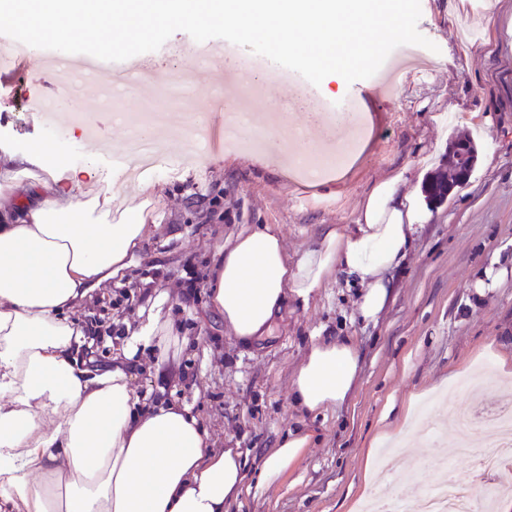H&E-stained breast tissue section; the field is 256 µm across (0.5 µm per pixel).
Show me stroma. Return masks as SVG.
Wrapping results in <instances>:
<instances>
[{"label":"stroma","mask_w":512,"mask_h":512,"mask_svg":"<svg viewBox=\"0 0 512 512\" xmlns=\"http://www.w3.org/2000/svg\"><path fill=\"white\" fill-rule=\"evenodd\" d=\"M421 10L418 30L438 46L427 68L404 70L384 91L332 75L318 86L278 84L249 109L268 113L269 103L297 91L341 109L365 93L370 146L344 178L305 185L261 146L228 143L217 152L211 142L192 141L194 159L165 154L145 178L160 198L158 218L146 226L128 273L96 289L81 311L96 328L95 356L104 363L122 349L129 326L165 297L163 309L185 342L164 375L152 349L140 352L134 386L144 401L187 406L213 448L239 449L247 480L287 433L311 434V448L278 484L244 496L229 512H356L360 500L382 491L391 505L417 506L416 484L433 483L445 467L473 489L484 483L472 464L440 459L438 451L460 432L449 409L476 400L461 385L464 375L478 368L512 383V0H421ZM150 57L154 92L179 74L181 111L223 125L224 63L192 55L173 61L158 50ZM19 82L0 76V138L18 146L47 141L71 163L92 161L120 178L113 159L92 155L74 124L49 129L25 110ZM437 112L452 113L453 122L437 126ZM460 138L473 141L475 167L443 202H430L425 185L446 169ZM398 172L416 190L420 225L378 318H360V288L342 277L308 301L289 299L251 345L237 342L210 301L225 245L247 225L270 224L289 260H297L330 227L351 228L372 184ZM189 258L200 275L190 303L179 288ZM339 336L358 349L356 386L340 406L305 414L292 401V377L312 344ZM182 370L193 372L191 386L179 383Z\"/></svg>","instance_id":"35a3bbf8"}]
</instances>
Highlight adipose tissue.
<instances>
[{
	"label": "adipose tissue",
	"mask_w": 512,
	"mask_h": 512,
	"mask_svg": "<svg viewBox=\"0 0 512 512\" xmlns=\"http://www.w3.org/2000/svg\"><path fill=\"white\" fill-rule=\"evenodd\" d=\"M268 146L288 174L308 185L300 160L315 156L344 175L367 148L365 116L338 113L337 128L358 126L356 141L328 146L322 129L268 117ZM413 192L403 174L375 183L363 197L355 228L332 227L319 243L289 260L272 225L242 228L224 250L211 302L235 338L264 336L288 296L308 299L338 275L361 287L358 313L374 320L392 297L390 272L406 258L415 231ZM147 198L112 211V182L95 166L49 158L36 144L0 142V512H224L244 492H263L310 447L309 434L281 439L261 457L246 484L236 449L211 448L187 407L144 406L126 360L140 347L168 353L179 338L171 319L149 313L107 369L89 368L88 345L73 320L96 288L123 275L146 221ZM360 372L351 337L313 344L292 382L304 413L341 405Z\"/></svg>",
	"instance_id": "1"
}]
</instances>
